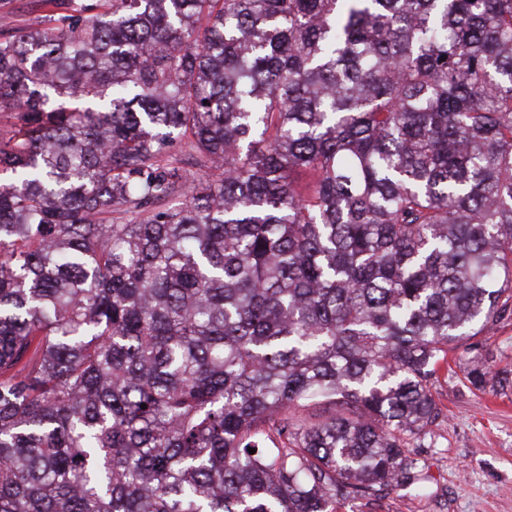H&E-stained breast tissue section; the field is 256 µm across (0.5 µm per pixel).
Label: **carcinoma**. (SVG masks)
Listing matches in <instances>:
<instances>
[{
    "label": "carcinoma",
    "mask_w": 512,
    "mask_h": 512,
    "mask_svg": "<svg viewBox=\"0 0 512 512\" xmlns=\"http://www.w3.org/2000/svg\"><path fill=\"white\" fill-rule=\"evenodd\" d=\"M40 2L0 18V512L420 490L430 381L512 301V0ZM8 14L13 26L27 28L43 14L39 0H0V17Z\"/></svg>",
    "instance_id": "obj_1"
}]
</instances>
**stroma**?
<instances>
[{"label":"stroma","instance_id":"1","mask_svg":"<svg viewBox=\"0 0 512 512\" xmlns=\"http://www.w3.org/2000/svg\"><path fill=\"white\" fill-rule=\"evenodd\" d=\"M460 354L512 375V307ZM430 387L440 416L410 442L424 465L423 489L349 501L337 512H512V386L482 392L443 367Z\"/></svg>","mask_w":512,"mask_h":512}]
</instances>
